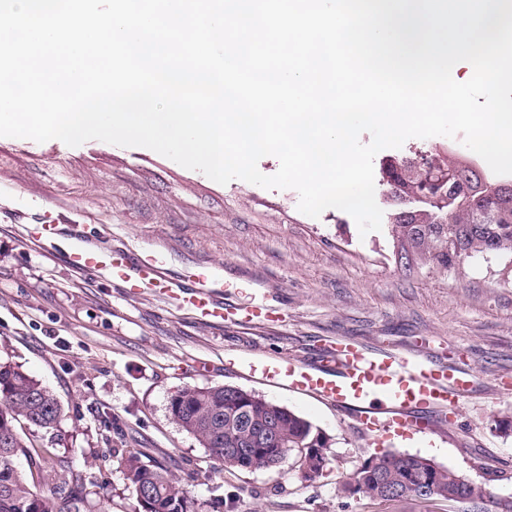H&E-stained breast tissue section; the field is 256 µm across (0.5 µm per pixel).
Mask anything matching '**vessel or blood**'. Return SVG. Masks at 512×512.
I'll return each mask as SVG.
<instances>
[{"mask_svg": "<svg viewBox=\"0 0 512 512\" xmlns=\"http://www.w3.org/2000/svg\"><path fill=\"white\" fill-rule=\"evenodd\" d=\"M63 222V217L43 214L29 234L36 239L59 236ZM72 240L68 261L73 269L101 273L133 295L162 298L198 321L259 326L287 319L265 293L247 284L215 280L209 269L188 270L176 281L167 272L162 252L147 250L136 256L91 245L79 234ZM320 354L314 366L285 355H230L225 365L244 377L341 407L365 439L380 448L445 439L448 416L460 410L470 388L465 370L423 357L416 349L374 350L350 336H331Z\"/></svg>", "mask_w": 512, "mask_h": 512, "instance_id": "obj_1", "label": "vessel or blood"}]
</instances>
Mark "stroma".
<instances>
[{
	"instance_id": "stroma-1",
	"label": "stroma",
	"mask_w": 512,
	"mask_h": 512,
	"mask_svg": "<svg viewBox=\"0 0 512 512\" xmlns=\"http://www.w3.org/2000/svg\"><path fill=\"white\" fill-rule=\"evenodd\" d=\"M451 151L481 173L489 165L461 138H412L387 157ZM292 189L240 179L221 185L143 147L90 140L0 137V357L51 387L64 407L55 432L28 429L33 447L51 448L106 484L112 512H131L132 496L113 455L140 448L164 459L179 488L220 512H467L464 503L387 504L345 491L350 475L376 453L335 407L225 371L228 353L285 355L316 362L328 336L460 363L473 381L445 442L415 454L492 493L491 512H512V274L505 256L478 255L440 269L402 272L388 229L360 235L346 212L312 218ZM82 217L88 234L115 248L162 251L172 271L221 267L286 310V325L205 324L152 296H131L67 262V237L34 240L27 227L44 212ZM233 385L286 407L317 426L331 444L329 464L304 479L295 456L272 470L222 469L175 424L170 397L186 386ZM109 407L119 423L105 434Z\"/></svg>"
}]
</instances>
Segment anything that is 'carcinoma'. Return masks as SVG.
<instances>
[{"label":"carcinoma","instance_id":"cac0c4a2","mask_svg":"<svg viewBox=\"0 0 512 512\" xmlns=\"http://www.w3.org/2000/svg\"><path fill=\"white\" fill-rule=\"evenodd\" d=\"M382 185L391 201L390 236L400 269L418 263L446 269L475 255L512 254V185L480 179L453 154L422 151L409 159L387 162ZM274 403L252 392L237 394L232 386H187L171 397L172 420L191 434L218 460L224 449L249 441L252 450L228 468L270 469L286 456H299L306 478L321 462L328 464L329 442L321 430L284 408L277 417L282 441L271 444L245 436V426L263 427ZM63 406L55 393L9 359L0 358V512H102L104 486L49 450L28 447L21 425L51 432L60 424ZM30 460V473L51 476L49 493L19 469L16 459ZM127 489L135 499L134 512H201L170 478L165 464L144 461L137 448L115 450ZM397 486L437 484L457 499H468L474 512H489L490 492L468 482L448 486V474L420 455L382 451L369 458L350 478L357 491L382 502L378 478Z\"/></svg>","mask_w":512,"mask_h":512}]
</instances>
